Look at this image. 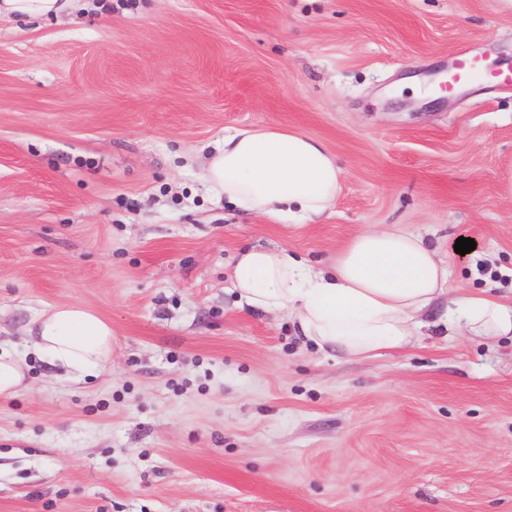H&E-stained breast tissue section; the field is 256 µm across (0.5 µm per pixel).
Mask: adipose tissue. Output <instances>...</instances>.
I'll use <instances>...</instances> for the list:
<instances>
[{
    "mask_svg": "<svg viewBox=\"0 0 512 512\" xmlns=\"http://www.w3.org/2000/svg\"><path fill=\"white\" fill-rule=\"evenodd\" d=\"M209 193L247 213L303 224L323 215L340 187L341 170L314 139L282 127L225 135L210 156ZM448 268L419 235L365 230L313 270L287 248L241 253L231 285L241 303L285 312L321 348L367 358L420 335L423 316L447 296ZM445 322L477 338L512 336V299L471 294L454 299ZM30 332L40 357L80 382L112 359V327L79 306L39 314Z\"/></svg>",
    "mask_w": 512,
    "mask_h": 512,
    "instance_id": "1",
    "label": "adipose tissue"
}]
</instances>
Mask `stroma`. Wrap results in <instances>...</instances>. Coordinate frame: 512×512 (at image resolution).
<instances>
[{
	"label": "stroma",
	"mask_w": 512,
	"mask_h": 512,
	"mask_svg": "<svg viewBox=\"0 0 512 512\" xmlns=\"http://www.w3.org/2000/svg\"><path fill=\"white\" fill-rule=\"evenodd\" d=\"M461 49L512 66V11L90 0L0 19V347L27 364L0 398V512H512L511 337L438 324L362 360L228 290L243 248L320 269L398 226L452 295L512 296V87L406 83L439 82ZM272 126L342 171L312 222L207 191L225 135ZM62 305L111 322L98 377L35 354L32 320Z\"/></svg>",
	"instance_id": "stroma-1"
}]
</instances>
